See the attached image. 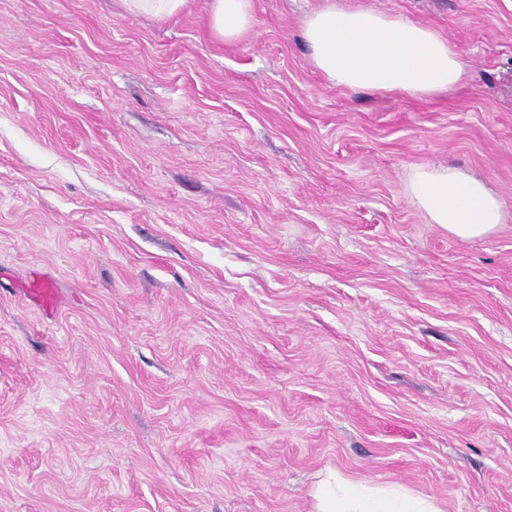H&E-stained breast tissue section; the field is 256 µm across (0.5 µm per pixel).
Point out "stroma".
<instances>
[{
  "mask_svg": "<svg viewBox=\"0 0 512 512\" xmlns=\"http://www.w3.org/2000/svg\"><path fill=\"white\" fill-rule=\"evenodd\" d=\"M210 2L0 0V512H315L328 471L512 512V0H253L232 44ZM331 4L466 77L331 83ZM433 163L504 223H427ZM126 8L133 13L148 14L162 19L180 13L187 0H123ZM406 189L427 223L439 224L456 238H481L504 223L502 201L484 181L454 167H414Z\"/></svg>",
  "mask_w": 512,
  "mask_h": 512,
  "instance_id": "stroma-1",
  "label": "stroma"
}]
</instances>
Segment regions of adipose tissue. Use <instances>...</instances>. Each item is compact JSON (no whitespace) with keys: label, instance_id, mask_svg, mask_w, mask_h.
Returning <instances> with one entry per match:
<instances>
[{"label":"adipose tissue","instance_id":"obj_1","mask_svg":"<svg viewBox=\"0 0 512 512\" xmlns=\"http://www.w3.org/2000/svg\"><path fill=\"white\" fill-rule=\"evenodd\" d=\"M213 36L238 41L254 26L252 0H211ZM303 37L312 64L352 90L416 94L456 84L464 74L461 51L431 28L366 10L333 5L311 13ZM409 199L449 234L477 239L505 219L502 201L481 179L451 166H418L407 179ZM316 512H439L432 502L397 489L358 484L329 473L315 493Z\"/></svg>","mask_w":512,"mask_h":512}]
</instances>
